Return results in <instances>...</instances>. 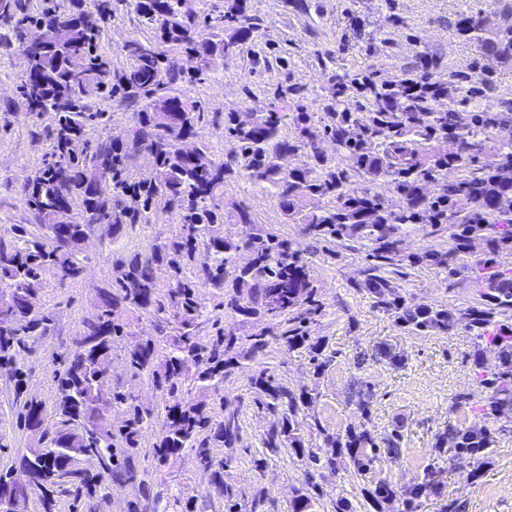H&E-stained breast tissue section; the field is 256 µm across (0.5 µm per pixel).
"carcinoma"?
<instances>
[{"label":"carcinoma","mask_w":512,"mask_h":512,"mask_svg":"<svg viewBox=\"0 0 512 512\" xmlns=\"http://www.w3.org/2000/svg\"><path fill=\"white\" fill-rule=\"evenodd\" d=\"M83 2L70 0L68 5L29 16L23 14L22 0H10L8 10L0 13V31L21 48L31 68L21 85L26 115L34 122L47 114L52 117L46 128L51 152L21 189L34 223L13 224L0 237V284L13 299L10 313L0 315V357L18 358L26 352V337L49 329L51 318L34 310L32 293L43 288L48 276L62 285L82 273L80 242L94 225H112L116 238L125 227L149 224L162 212L176 218L179 232L156 240L148 255L137 253L115 262L112 281L99 291L97 320L83 322L73 349L61 358L52 410L57 431L37 461L39 469L53 474L52 481L45 486L18 485L12 472L0 473V486L12 487L18 496H27L31 489L39 491L43 512H49L53 495L66 486L80 490L87 486L81 473L69 469L60 448H86L110 480L137 481L148 489L147 472L136 470L135 458L141 440L153 428L155 411L114 387L105 400L117 416L111 424L98 419L99 401L92 392L93 378L105 368L113 344L126 333V324L116 318L118 312L139 310L151 317L154 335L128 350L125 360L133 376L148 378L167 395L153 443V457L160 466L185 449L208 465L211 444L217 441L232 450L239 431L237 412L226 411L224 419L216 421L204 405H190L182 398L188 387L220 392L239 364V337L200 335L212 315L199 301L198 288L224 295V308L229 311L269 320L271 335L246 338L251 354L264 352L274 339L290 349L309 346L315 365L322 366V351L309 335L321 306L300 250L254 223L245 208L238 212L236 223H224L220 206L224 185L236 170L268 187L285 221L304 225L306 235L367 242L372 263L364 286L378 308L395 313L401 325L418 331L445 333L454 329L457 319L446 309L407 302L392 289L387 268L405 261L426 262L447 269L451 278L464 269L490 266L502 250L512 251V228L499 223L500 216L512 214V177L504 176L512 172V129L501 113L473 112L463 121L428 92L410 95L401 83L374 89L373 100L357 112L340 111L339 97L360 84L355 76L337 83L319 119L301 104L291 119L275 108L256 113L248 124L239 121L238 113H226L224 133L235 141L237 151L226 161L216 160L199 140L204 112L183 95L182 86L211 78L207 60L212 53L222 51L233 59L249 47L262 19L247 14V0H227L216 18V6H207L206 0H121L152 32L123 46L125 63L119 68L112 67L101 51L105 24L114 12L112 0H94L98 26L81 22L87 15ZM216 19L229 29L220 38L204 33ZM32 26L62 34L64 44L83 61L81 73H72L66 54L28 44L26 31ZM457 31L476 42L484 54L512 60V27L490 31L482 20L470 16L459 22ZM100 95L140 106L120 141L108 136L87 138L88 128L107 126L106 114L95 110ZM289 119L293 131L287 134L284 128ZM493 129L507 134L496 163L479 176L448 178V173H460L475 162ZM322 134L331 136L340 151L353 158L367 182L393 183L399 202L369 187L357 195L346 193L347 170L317 153L314 165L288 174L276 165L278 156L303 151ZM448 136L458 141L459 152H429L427 141ZM142 154L147 156V166L133 180L130 164ZM438 175L443 180L429 198L422 184ZM315 197L329 199L331 206L307 207ZM71 198L81 201V212L63 207ZM418 224L431 228L433 234L449 232L453 247L446 253L402 257V234ZM475 239L486 242L488 251L482 258H471L469 249ZM200 248L210 257L202 266L196 265ZM244 248L252 251L253 258L239 266L237 256ZM160 263L167 269L162 285L156 276ZM481 285L486 288L481 293L484 302L464 313L466 326L474 335L477 352L489 345L497 350L500 361L488 382L492 392L483 425L476 433L452 428L436 441L438 448L448 446L471 456L487 447L492 432L501 430L499 408L512 402V327L491 330L497 317L512 309V277L498 272L484 277ZM162 342L165 360L160 371L155 360ZM253 385L255 404L279 417V424L263 439L264 447L274 452L289 446L296 457L318 464L320 456L294 432L299 408L310 404V399L295 395L266 372ZM46 416L42 404L23 403L25 426L36 427ZM327 445L346 449L359 471L365 466L359 449L376 447L366 429L351 431L344 440L329 439Z\"/></svg>","instance_id":"obj_1"}]
</instances>
